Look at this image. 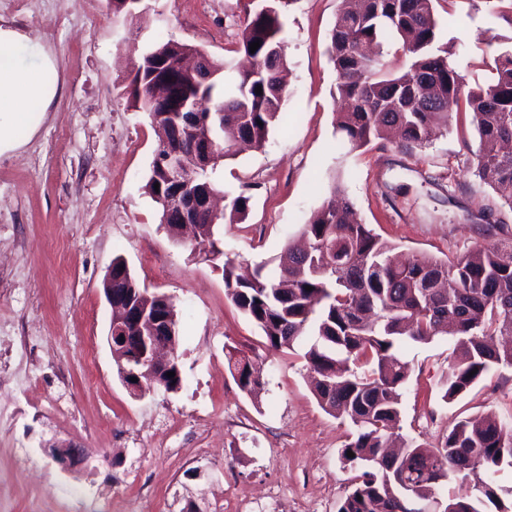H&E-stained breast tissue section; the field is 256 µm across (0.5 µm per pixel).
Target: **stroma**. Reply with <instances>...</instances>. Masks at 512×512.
<instances>
[{
	"label": "stroma",
	"mask_w": 512,
	"mask_h": 512,
	"mask_svg": "<svg viewBox=\"0 0 512 512\" xmlns=\"http://www.w3.org/2000/svg\"><path fill=\"white\" fill-rule=\"evenodd\" d=\"M248 0H0V25L55 61L59 92L36 131L0 154V512H337L361 472L342 450L353 427L318 405L301 354H268L259 398L231 376L228 348L259 330L226 294L223 265L275 272L288 243L340 184L361 223L399 250L442 258L512 241V210L475 176L470 114L426 147L377 139L359 149L336 129L328 55L340 0H294L285 13L288 114L262 147L219 160L225 192L246 193L244 222L219 221L221 251L174 242L146 193L157 136L130 82L158 38L231 57ZM439 42L469 87L496 78L492 50L512 48V0H434ZM122 257L140 285L171 297L183 385L133 396L107 342L103 278ZM401 434L441 446L460 420L512 419V368L454 400L438 382L456 353L438 336L407 342ZM78 448L65 469L51 447Z\"/></svg>",
	"instance_id": "stroma-1"
}]
</instances>
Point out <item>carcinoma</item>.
Masks as SVG:
<instances>
[{"mask_svg":"<svg viewBox=\"0 0 512 512\" xmlns=\"http://www.w3.org/2000/svg\"><path fill=\"white\" fill-rule=\"evenodd\" d=\"M249 2L255 7L247 11L236 52L251 59V69L237 71L234 58L215 60L171 38L158 41L143 56L132 94L135 107L156 128L154 157L179 149L187 155L209 150L220 159L236 146L260 147L283 121L286 62L278 36L295 0ZM432 4L341 0L328 48L338 74L337 130L354 148L389 130L398 132L401 147H423L463 101L479 135L477 176L491 186H512V153L502 151L503 144L512 142V50L495 56V84L466 89L448 48L438 44ZM390 36L403 40L407 57L396 74L386 72L381 59L383 40ZM256 40L260 47L252 53L250 44ZM199 53L200 68L177 73V85L191 91L202 113L224 112V124L169 130L148 96L155 80L152 59L163 58L172 66ZM227 71L237 72L230 83ZM145 189L161 206V223L170 234L180 224L179 206L167 205L170 197L178 192L186 200L206 189L220 192L206 171L193 182L168 184L154 163ZM249 200L241 193L228 202L230 221L247 218ZM214 225L201 217L196 240L209 244L216 256L223 251L216 248ZM302 237L308 247L285 248L274 274L259 264L252 278L244 279L234 262L225 260L224 283L234 306L260 330L266 350L292 351L304 337H313L303 358L314 374L317 401L356 427L344 451L366 467L338 512H415L417 502L429 501L438 484L463 471L472 483L448 497L451 512H484L481 506L487 503L502 508V496H512V488L498 482L503 469H512L511 420L491 414L461 420L442 448L409 441L392 454L387 442L396 435L410 375L400 352L403 342L429 343L436 336L455 342L460 354L440 380L445 400L463 394L497 366L512 367V345L493 343L495 336H512V246L476 244L445 259H394L392 246L356 219L353 204L338 186L303 225ZM122 265L120 257L112 261V296L131 303L133 311L152 315L147 291ZM226 360L240 390L258 396L265 385L260 355L234 348ZM169 371L174 378L167 376ZM182 383L177 362L153 376V385L163 389Z\"/></svg>","mask_w":512,"mask_h":512,"instance_id":"1","label":"carcinoma"}]
</instances>
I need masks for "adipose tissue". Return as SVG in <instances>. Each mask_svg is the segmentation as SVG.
Returning <instances> with one entry per match:
<instances>
[{"mask_svg":"<svg viewBox=\"0 0 512 512\" xmlns=\"http://www.w3.org/2000/svg\"><path fill=\"white\" fill-rule=\"evenodd\" d=\"M54 68L27 35L0 26V154L17 147L19 126L38 127L58 93L57 82L46 78Z\"/></svg>","mask_w":512,"mask_h":512,"instance_id":"obj_1","label":"adipose tissue"}]
</instances>
